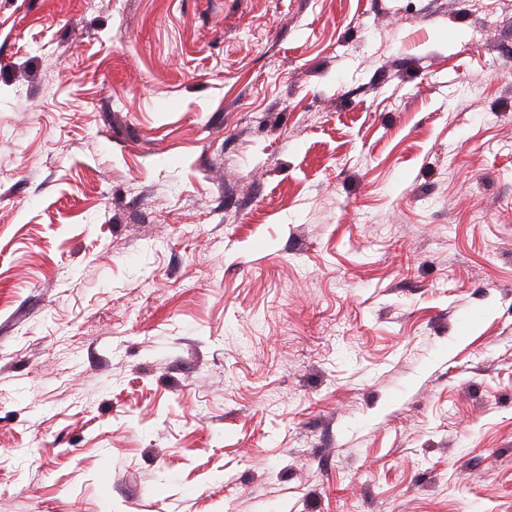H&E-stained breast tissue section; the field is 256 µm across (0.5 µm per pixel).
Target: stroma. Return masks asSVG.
I'll list each match as a JSON object with an SVG mask.
<instances>
[{
    "instance_id": "obj_1",
    "label": "stroma",
    "mask_w": 512,
    "mask_h": 512,
    "mask_svg": "<svg viewBox=\"0 0 512 512\" xmlns=\"http://www.w3.org/2000/svg\"><path fill=\"white\" fill-rule=\"evenodd\" d=\"M0 512H512V0H0Z\"/></svg>"
}]
</instances>
